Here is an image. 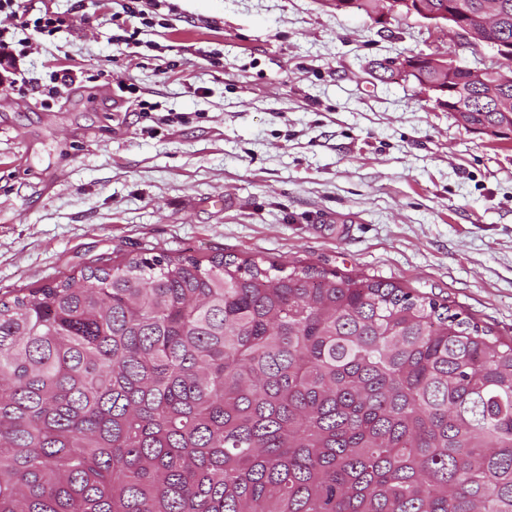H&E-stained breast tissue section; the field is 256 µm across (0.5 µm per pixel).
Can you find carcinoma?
<instances>
[{
  "instance_id": "cac0c4a2",
  "label": "carcinoma",
  "mask_w": 512,
  "mask_h": 512,
  "mask_svg": "<svg viewBox=\"0 0 512 512\" xmlns=\"http://www.w3.org/2000/svg\"><path fill=\"white\" fill-rule=\"evenodd\" d=\"M450 84L512 131V80ZM0 512H512V342L312 263L101 257L0 299Z\"/></svg>"
}]
</instances>
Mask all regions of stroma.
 Listing matches in <instances>:
<instances>
[{
    "mask_svg": "<svg viewBox=\"0 0 512 512\" xmlns=\"http://www.w3.org/2000/svg\"><path fill=\"white\" fill-rule=\"evenodd\" d=\"M54 3L73 27L14 31L26 80L0 88V295L103 255L224 254L391 281L512 337V142L371 72L489 48L332 0H163L132 58L115 0ZM61 63L75 81L44 105L27 85ZM409 60V58L400 57L399 59L394 60L392 64H390V69L393 72V79H407L411 73L416 72L414 70V66L417 62L414 60ZM389 62L390 60L387 59L375 62V71L378 69L379 72H382V74L379 76L381 81L392 77V72L388 67ZM387 74H389V77Z\"/></svg>",
    "mask_w": 512,
    "mask_h": 512,
    "instance_id": "obj_1",
    "label": "stroma"
}]
</instances>
